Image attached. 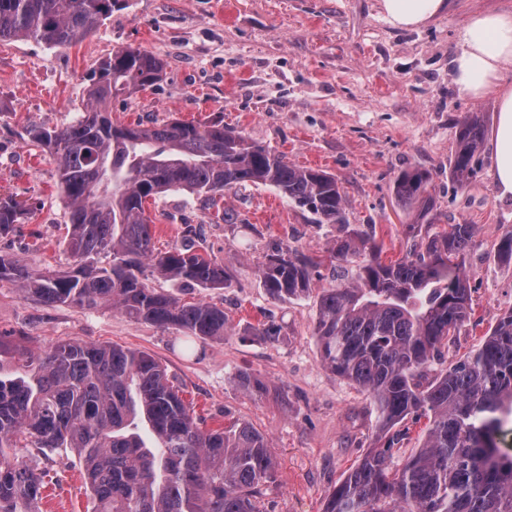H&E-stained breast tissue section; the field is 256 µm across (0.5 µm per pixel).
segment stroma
I'll return each instance as SVG.
<instances>
[{"mask_svg": "<svg viewBox=\"0 0 512 512\" xmlns=\"http://www.w3.org/2000/svg\"><path fill=\"white\" fill-rule=\"evenodd\" d=\"M85 39L53 46L32 38L0 41V197L23 202L27 213L0 237V251L33 268L61 270L66 250V203L56 160L31 146L27 131L74 121L87 99L98 61L120 48H139L165 62L156 84L112 99L115 122H223L288 162L336 177L345 192L346 224H311L269 186L245 184L216 203L172 191L146 209L156 250L192 240L223 265L226 287L203 290L167 283L185 299L223 306L220 341L187 339L130 319L112 305L83 310L44 306L0 282V334L40 351L65 341L118 344L146 351L167 366L202 427L239 421L268 441L276 474L264 489L267 512H322L327 494L378 446L377 408L359 387L323 367L314 335L315 293L335 283L328 259L339 237L370 234L382 261L402 258L416 242L414 215L393 185L405 171L429 170L434 230L474 225L465 256L473 313L449 355L475 348L512 310V260L498 258L512 231V198H501L491 151L482 146L468 187L453 181L454 120L484 115L493 128L497 100H474L458 89L451 62L467 19L512 13V0H447L442 14L415 28H396L379 0H124ZM237 221L224 223L225 208ZM291 247L318 258L313 296L279 301L262 283L268 255ZM273 324L275 338L257 330ZM249 372L261 389L234 383ZM45 470L40 512H92L75 453L31 452Z\"/></svg>", "mask_w": 512, "mask_h": 512, "instance_id": "obj_1", "label": "stroma"}]
</instances>
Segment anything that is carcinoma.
Returning <instances> with one entry per match:
<instances>
[{
    "label": "carcinoma",
    "instance_id": "cac0c4a2",
    "mask_svg": "<svg viewBox=\"0 0 512 512\" xmlns=\"http://www.w3.org/2000/svg\"><path fill=\"white\" fill-rule=\"evenodd\" d=\"M116 0H0V41L34 38L65 46L94 32ZM164 63L139 49L99 61L88 105L73 123L33 126L32 143L56 157L67 201V251L61 272L41 273L0 254V282L46 306L110 303L129 317L175 328L203 341L224 340V308L151 288L164 279L192 288H224L230 275L191 243L153 255L149 199L173 191L222 195L251 182L276 188L314 224H344V190L331 174L300 168L219 124L176 120L122 125L109 102L158 82ZM451 173L461 188L476 173L485 136L481 112L455 119ZM430 174H400L394 194L428 224ZM25 205L0 197V236ZM475 234L450 224L388 264L367 235H346L331 258L360 256L354 277L318 296L315 337L324 367L369 392L379 412L382 448H371L326 497L323 512H512V453L499 437L512 416V310L474 349L437 374L431 366L455 343L472 312L462 269ZM315 262L295 249L268 255L263 285L273 299L312 292ZM29 376L0 378V512H36L46 472L7 448L74 452L94 500L93 512H264L274 476L267 440L246 423L201 428L167 369L152 355L78 341L32 356ZM428 424L402 468L389 450L407 418Z\"/></svg>",
    "mask_w": 512,
    "mask_h": 512
}]
</instances>
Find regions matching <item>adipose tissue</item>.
Listing matches in <instances>:
<instances>
[{
	"mask_svg": "<svg viewBox=\"0 0 512 512\" xmlns=\"http://www.w3.org/2000/svg\"><path fill=\"white\" fill-rule=\"evenodd\" d=\"M384 18L393 26L423 24L443 11L444 0H379ZM463 45L454 59L460 91L479 99L495 96L498 112L491 137V157L500 196H512V87L499 83L512 70V14H476L463 28Z\"/></svg>",
	"mask_w": 512,
	"mask_h": 512,
	"instance_id": "ef3b65f1",
	"label": "adipose tissue"
}]
</instances>
